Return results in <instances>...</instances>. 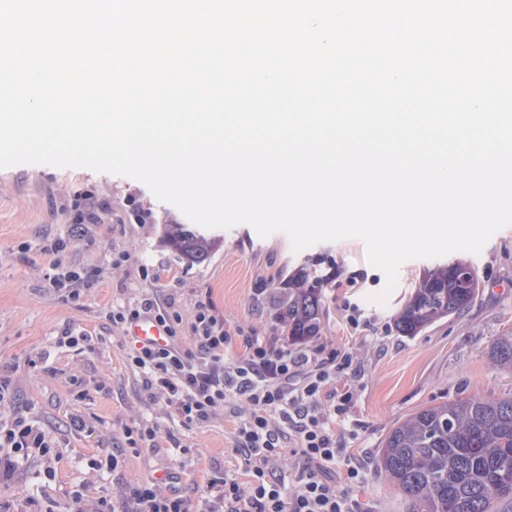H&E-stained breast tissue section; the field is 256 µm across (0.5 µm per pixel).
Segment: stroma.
Masks as SVG:
<instances>
[{
	"mask_svg": "<svg viewBox=\"0 0 512 512\" xmlns=\"http://www.w3.org/2000/svg\"><path fill=\"white\" fill-rule=\"evenodd\" d=\"M88 191L113 207L87 225L62 257L63 266L99 271L91 290L70 302L48 285L53 258L44 247L68 237L72 206ZM131 192L164 221H183L178 209L125 176L48 165L0 169V376L11 379L18 405L52 432L61 452L51 469L34 459L0 485V512H64L74 491L108 500L145 480L163 488L176 483L189 495L219 468L246 482L245 466L233 451V418L221 415L202 426L170 423L147 401L130 368L123 333L109 320L113 309L147 294L173 295L185 318L197 302L211 301L236 334L224 351L234 361L245 352L244 337L258 336L276 347L288 343L274 319L272 280L301 266L332 275L322 302V332L306 346L351 354L358 370L354 382L336 381L337 390H353L337 484H346L349 465L365 466L363 482L351 487L355 512H406L375 459L394 424L459 397L512 396V371L490 358L494 341L512 335V226L496 232L480 254L405 262L381 306L368 297L383 289L385 276L368 263L359 239L322 242L296 253L285 234L263 238L239 224L211 229L217 248L206 261L192 263L165 244L161 224L123 219L118 204ZM133 242L138 249L131 260L113 264L114 253L130 251ZM460 259L479 276L476 301L416 336L400 335L395 315L419 279ZM144 266L150 270L146 278L140 275ZM67 330L87 336V344H59ZM75 414L85 419L84 429L71 425ZM157 422L166 423L167 432L155 444H132L124 435L126 427ZM112 453L120 456L117 470L94 468V461Z\"/></svg>",
	"mask_w": 512,
	"mask_h": 512,
	"instance_id": "obj_1",
	"label": "stroma"
}]
</instances>
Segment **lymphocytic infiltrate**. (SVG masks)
<instances>
[{"label":"lymphocytic infiltrate","mask_w":512,"mask_h":512,"mask_svg":"<svg viewBox=\"0 0 512 512\" xmlns=\"http://www.w3.org/2000/svg\"><path fill=\"white\" fill-rule=\"evenodd\" d=\"M142 317L168 334L164 346L136 345L129 353L149 401L183 424L203 425L223 411L237 418L235 451L251 479L244 486L216 473L193 499L146 481L122 493L117 512H352L349 493L337 488L330 470L343 454L336 426L346 420L353 392L322 403L351 359L322 347L276 348L249 336L246 357L225 361L233 338L208 302L198 303L187 320L173 297L158 293L112 312L116 324ZM185 320L190 329L184 335L179 326ZM58 448L51 431L16 405L10 383L0 378V483L25 460L51 464ZM289 452L300 461L287 479H276Z\"/></svg>","instance_id":"obj_1"}]
</instances>
